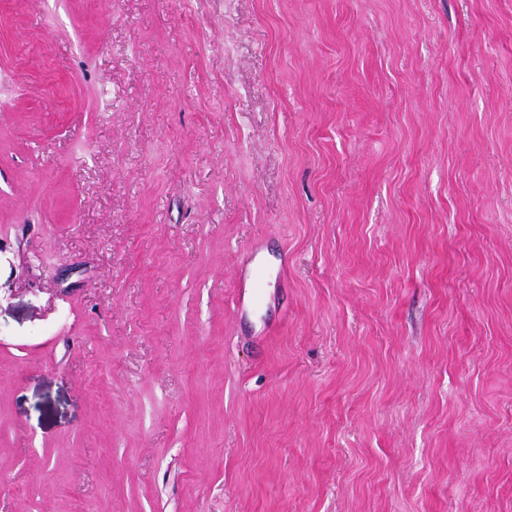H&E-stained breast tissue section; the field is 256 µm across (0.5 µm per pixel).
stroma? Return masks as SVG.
I'll return each instance as SVG.
<instances>
[{
    "instance_id": "obj_1",
    "label": "stroma",
    "mask_w": 512,
    "mask_h": 512,
    "mask_svg": "<svg viewBox=\"0 0 512 512\" xmlns=\"http://www.w3.org/2000/svg\"><path fill=\"white\" fill-rule=\"evenodd\" d=\"M0 512H512V0H0Z\"/></svg>"
}]
</instances>
